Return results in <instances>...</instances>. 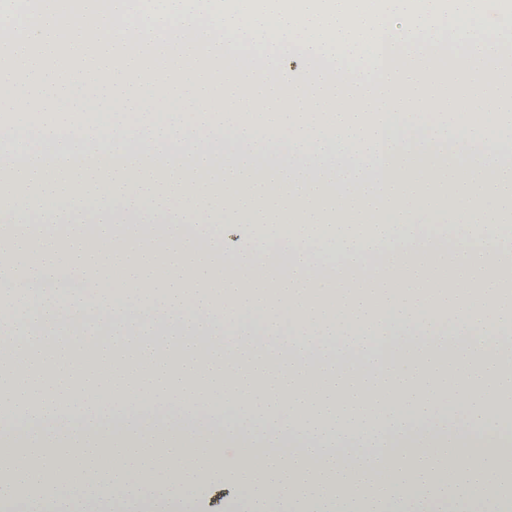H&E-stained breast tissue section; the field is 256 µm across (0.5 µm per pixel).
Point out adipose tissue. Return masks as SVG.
Wrapping results in <instances>:
<instances>
[{"instance_id": "ef3b65f1", "label": "adipose tissue", "mask_w": 512, "mask_h": 512, "mask_svg": "<svg viewBox=\"0 0 512 512\" xmlns=\"http://www.w3.org/2000/svg\"><path fill=\"white\" fill-rule=\"evenodd\" d=\"M353 18L384 83L376 112L353 108ZM104 24L99 71L131 69L130 84L83 81L79 46ZM507 41L512 0L492 29L484 0H0V223L27 258L0 262V335L19 348L0 365V484L102 499L148 478L184 512L185 492L220 476L251 512L487 497L512 512V283L489 273L512 271V98L494 91L512 83ZM440 65L450 106L417 111L412 86ZM215 67L225 99L269 109L201 111ZM147 70L167 84L145 93ZM89 138L98 152L78 161ZM229 223L269 231L230 253ZM100 235L127 243L104 283L90 276ZM369 262L396 277L349 296ZM249 341L263 353L226 369ZM77 345L116 402L75 400L57 363ZM451 381L466 409L432 400ZM354 448L373 454L349 477Z\"/></svg>"}]
</instances>
